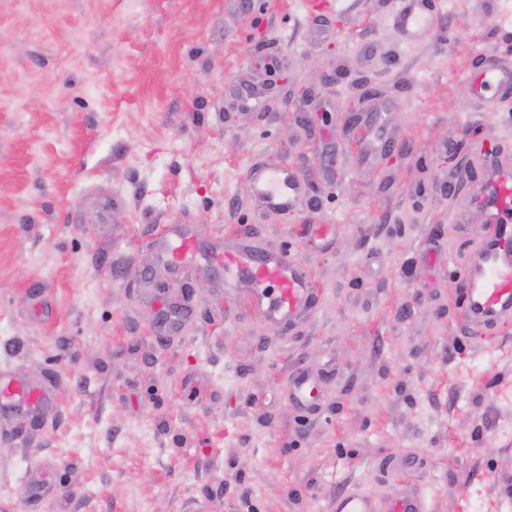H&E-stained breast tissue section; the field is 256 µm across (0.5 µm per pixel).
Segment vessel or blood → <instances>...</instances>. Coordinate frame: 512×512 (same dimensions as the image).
Returning <instances> with one entry per match:
<instances>
[{"mask_svg": "<svg viewBox=\"0 0 512 512\" xmlns=\"http://www.w3.org/2000/svg\"><path fill=\"white\" fill-rule=\"evenodd\" d=\"M395 21L408 39L423 38L435 25L432 0H398ZM471 90L480 100L512 93V61H488L473 75ZM246 187L262 209L272 211H293L305 195L303 184L286 167L251 165ZM476 201L494 232L475 261L460 274L461 299L470 322L489 325L512 314V166L494 165L493 176ZM216 261L224 270L225 286L247 283L252 309L279 332L289 331L318 306L319 296L306 269L287 253H270L241 243L225 248ZM315 386V381L303 373L289 378V400L297 410L315 406ZM15 405L38 412L46 407L47 400L43 394L0 378V407ZM333 512H425V507L420 492L410 485L383 501L360 490L347 492L337 496Z\"/></svg>", "mask_w": 512, "mask_h": 512, "instance_id": "1", "label": "vessel or blood"}]
</instances>
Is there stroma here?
I'll list each match as a JSON object with an SVG mask.
<instances>
[{"instance_id": "obj_1", "label": "stroma", "mask_w": 512, "mask_h": 512, "mask_svg": "<svg viewBox=\"0 0 512 512\" xmlns=\"http://www.w3.org/2000/svg\"><path fill=\"white\" fill-rule=\"evenodd\" d=\"M394 11L0 0V373L52 401L0 410V512H331L406 455L426 512H512V317L469 328L455 290L490 234L471 161L512 154V97L470 86L512 0H443L415 43ZM258 161L305 180L296 211L257 209ZM170 225L200 245L176 266ZM242 234L319 293L290 337L224 285ZM316 383L305 373H299L288 379L290 402L299 411H306L316 405Z\"/></svg>"}]
</instances>
